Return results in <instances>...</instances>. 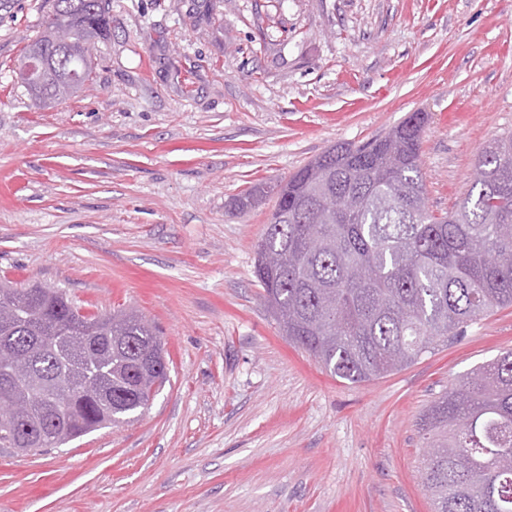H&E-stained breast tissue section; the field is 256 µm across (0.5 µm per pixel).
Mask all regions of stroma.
Masks as SVG:
<instances>
[{
    "instance_id": "stroma-1",
    "label": "stroma",
    "mask_w": 512,
    "mask_h": 512,
    "mask_svg": "<svg viewBox=\"0 0 512 512\" xmlns=\"http://www.w3.org/2000/svg\"><path fill=\"white\" fill-rule=\"evenodd\" d=\"M48 12L0 0V280L136 309L169 379L134 421L0 451V512H431L419 421L512 350V307L349 384L279 333L255 250L274 185L415 112L452 210L512 133V0H110L90 81L44 107L14 70Z\"/></svg>"
}]
</instances>
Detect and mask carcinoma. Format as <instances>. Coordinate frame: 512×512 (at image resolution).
I'll use <instances>...</instances> for the list:
<instances>
[{
  "instance_id": "carcinoma-1",
  "label": "carcinoma",
  "mask_w": 512,
  "mask_h": 512,
  "mask_svg": "<svg viewBox=\"0 0 512 512\" xmlns=\"http://www.w3.org/2000/svg\"><path fill=\"white\" fill-rule=\"evenodd\" d=\"M110 0H51L17 82L43 106L81 91L93 58L60 35H111ZM47 61L30 73V58ZM425 112L386 136L334 145L278 185L254 273L282 335L331 375L358 384L399 371L461 325L512 306V133L476 157L467 195L444 214L426 206ZM16 356L41 450L59 448L148 408L168 379L161 338L132 310L88 316L62 288L0 282V356ZM435 453L422 488L433 512H512V350L466 373L423 416Z\"/></svg>"
}]
</instances>
